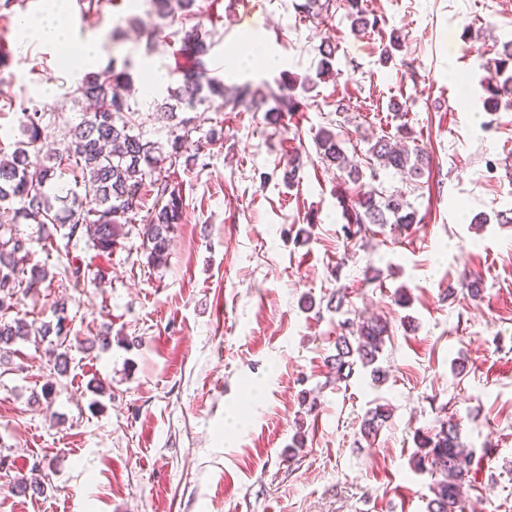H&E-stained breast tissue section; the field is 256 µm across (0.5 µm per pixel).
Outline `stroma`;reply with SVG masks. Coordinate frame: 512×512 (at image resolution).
<instances>
[{"mask_svg": "<svg viewBox=\"0 0 512 512\" xmlns=\"http://www.w3.org/2000/svg\"><path fill=\"white\" fill-rule=\"evenodd\" d=\"M240 2L197 0L226 87L276 92L282 76L315 77L324 41L337 48L335 74L275 126L265 110L211 101L202 125L224 134L171 177L185 215L166 265L149 263L139 222L109 253L82 233L49 241L18 225L31 263L48 271L22 300L27 321L54 320L63 300L73 335L112 344L73 346L63 376L46 341H18L0 362V455L25 478L43 461L46 486L24 497L0 477V512H427L435 479L411 462L414 434L448 419L473 450L465 512H512V222L497 220L512 208V108L485 111L480 85L485 60L512 40V0H364L382 24L359 33L340 8L318 24L296 0H251L244 21ZM46 5L0 0V147L21 140L24 108L51 105L35 162L64 150L86 106L70 94L62 51L13 33ZM69 23L77 41H103L93 72L127 59L135 85L157 74L152 95L132 100L147 138L166 140L154 106L192 66L182 23L141 0H69ZM393 32L402 46L384 64ZM248 33L278 67L246 56ZM339 99L348 111L336 112ZM402 123L429 170L412 182L380 168L347 193L405 191L420 222L346 240L339 173L314 137L343 133L363 166L370 141ZM296 148L300 180L288 185ZM77 266L84 281L65 280ZM354 315L389 324L383 381L362 367L341 383L330 374L340 323ZM48 383L52 403L34 402ZM379 405L392 416L369 442L361 423Z\"/></svg>", "mask_w": 512, "mask_h": 512, "instance_id": "stroma-1", "label": "stroma"}]
</instances>
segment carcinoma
<instances>
[{
    "label": "carcinoma",
    "instance_id": "obj_1",
    "mask_svg": "<svg viewBox=\"0 0 512 512\" xmlns=\"http://www.w3.org/2000/svg\"><path fill=\"white\" fill-rule=\"evenodd\" d=\"M153 11L162 18H184L194 15L196 0H149ZM343 8L359 30L376 28L378 17L367 18L362 0H342ZM329 2L302 0L296 8L304 17L316 19L327 9ZM184 43L192 52V67L182 73L176 87L169 90L166 101L156 111L168 113L167 144L151 141L134 132L131 114L136 112L129 102L128 91L134 84L129 72L130 63L112 67L110 74L101 77L88 72L72 91L74 97L90 103L92 111L80 116V122L70 130L67 159L55 155L34 163L29 148L41 141L47 126L48 111L36 109L24 113L21 134L14 150L0 156V205L8 204L16 223L38 224L42 228L68 229L67 236L84 233L95 241L103 252L112 251L124 237L125 226L132 222L130 214L139 209V194L143 179L156 175L151 185L157 189L161 203L148 212L143 239L148 258L156 266L166 264L171 234L183 221L184 202L178 185L168 180L170 170L176 169L181 149L188 137L200 130L195 112L212 97H224V83L211 75L208 67L210 45L198 28L185 32ZM321 68L318 75L330 73L336 48L328 42L319 47ZM486 77L483 89L487 93L483 105L487 112H497L501 106L512 107V40L502 44V50L484 63ZM231 103L250 109L259 104L255 92L244 85L236 89ZM407 125L396 127L393 136H380L368 149L369 159L385 169H393L412 179L420 178L428 166L427 154L420 148H409ZM319 158L341 172V176L356 183L363 177L360 166L351 160L339 134L322 128L315 136ZM67 165L80 176L78 192L61 186L52 187L55 167ZM346 238L353 240L368 232L370 224L410 226L420 223L418 212L402 192L383 194L374 189L354 200L340 196ZM28 240L10 224H0V357L9 353L19 340L55 337L53 369L67 372L70 363V319L66 302L57 303L54 323L39 326L15 315L19 295L35 292L46 281L45 267L29 265ZM345 334L336 338V354L328 360L336 381L348 379L354 366L373 364L381 353L388 335V323L379 317L355 322H341ZM388 418L387 410L379 406L363 421L361 432L367 438L377 435L379 423ZM417 451L414 468L429 470L441 476L432 487L428 512H464L462 480L468 470L472 451L465 448L459 437V425L451 420L440 424L434 433L416 434Z\"/></svg>",
    "mask_w": 512,
    "mask_h": 512
}]
</instances>
